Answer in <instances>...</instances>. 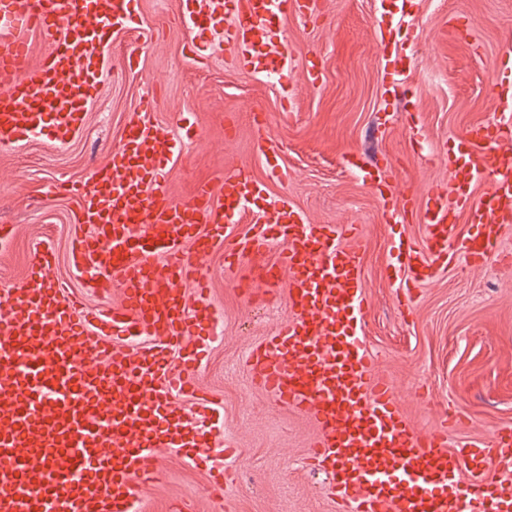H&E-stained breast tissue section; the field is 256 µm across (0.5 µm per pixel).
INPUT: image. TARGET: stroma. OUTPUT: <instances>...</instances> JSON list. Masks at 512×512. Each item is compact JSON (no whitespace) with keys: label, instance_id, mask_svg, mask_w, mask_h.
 <instances>
[{"label":"stroma","instance_id":"obj_1","mask_svg":"<svg viewBox=\"0 0 512 512\" xmlns=\"http://www.w3.org/2000/svg\"><path fill=\"white\" fill-rule=\"evenodd\" d=\"M178 11L179 0H140V31L115 32L86 124L68 144L0 147V225L13 227L12 241L0 247V284L24 278L31 242L46 235L56 251L53 276L69 277L74 205L45 190L86 181L121 144L130 113L148 108L167 129L191 128V142L163 172L175 199L244 167L312 223L357 225L364 339L418 431L453 416L454 444L512 425V261L474 266L456 257L407 303L390 260L394 238L421 241L417 213L429 189L451 186L457 138L512 115V60L504 56L512 0H320L317 13L291 11L274 27L291 55L282 77L227 63L217 47L205 64H193ZM384 32L398 46L390 64L380 49ZM136 42L142 52L124 68L121 56ZM263 130L276 142L269 155L257 149ZM355 154L363 168L348 164ZM382 165L394 172L399 203L412 206L399 223L369 187ZM204 272L222 336L210 345L200 383L223 396L224 435L240 454L220 498L207 494L206 471L163 455L159 480L142 490L148 512H172L180 501L192 512H332L327 476L304 465L311 428L254 387L245 366L252 346L287 320L284 296L258 306L225 275L219 252Z\"/></svg>","mask_w":512,"mask_h":512}]
</instances>
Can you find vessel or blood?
<instances>
[{"label": "vessel or blood", "mask_w": 512, "mask_h": 512, "mask_svg": "<svg viewBox=\"0 0 512 512\" xmlns=\"http://www.w3.org/2000/svg\"><path fill=\"white\" fill-rule=\"evenodd\" d=\"M315 0H180L187 32L220 28L227 59L287 70L286 44L265 30ZM137 0H0V145L67 144L82 129L111 47ZM50 46L31 57L33 33ZM512 121L469 127L448 162L454 190L427 193L424 240L391 243L405 292L463 254L501 255L512 224ZM180 140L131 113L123 143L89 182L52 185L77 203L69 265L89 306L52 278L55 253L34 244L26 280L0 287V512H145L142 488L173 451L224 492L237 446L198 370L215 318L203 262L223 251L267 291L286 288L289 317L252 350L253 383L313 428L306 462L329 477L335 512H512V428L453 447L447 427L416 431L362 336V249L351 224H313L245 171L176 201L161 172ZM481 196L469 188L479 178ZM477 225L475 234L460 221ZM246 223L242 233L225 222Z\"/></svg>", "instance_id": "1"}]
</instances>
